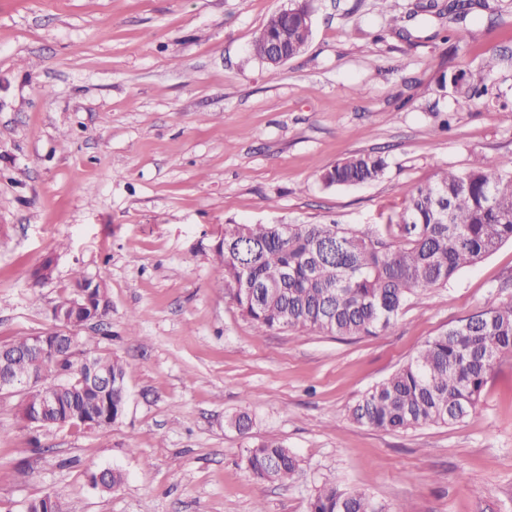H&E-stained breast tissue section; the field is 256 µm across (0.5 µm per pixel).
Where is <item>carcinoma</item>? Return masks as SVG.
<instances>
[{
    "label": "carcinoma",
    "instance_id": "1",
    "mask_svg": "<svg viewBox=\"0 0 512 512\" xmlns=\"http://www.w3.org/2000/svg\"><path fill=\"white\" fill-rule=\"evenodd\" d=\"M473 0H430L423 6L437 14L466 17ZM311 37L306 4L290 0L288 7L269 17L253 40L251 56L266 62L270 75L282 63L265 61L264 45L271 40L288 44V58L300 55ZM498 57L485 59L475 72L453 78L457 102L469 106L489 93ZM386 158L357 153L321 174L328 186H355L376 182L385 175ZM512 242V154L480 155L463 171L444 168L436 178L416 187L403 210L388 217L383 231L372 233L344 228L334 222L290 224H227L217 248L224 264V282L238 310L259 332L288 330L329 336H373L386 330L407 300L427 297L428 290L445 286L457 273L474 267L500 246ZM83 282L73 285L57 308L68 310V326L93 319L101 307H110L106 289L88 285L92 299L81 297ZM53 346V330L34 336L0 341L12 355L9 369L19 380L34 377L42 383L27 393L17 407L26 409L53 399L58 413L35 426H81L90 414L99 415L105 403L112 415L104 427L120 419L127 403L126 367L117 357L97 353L89 342L72 343L39 356L36 339ZM504 359H512V297L500 299L426 341L417 354L361 395L351 408L352 419L365 427L404 433L434 425H449L469 416L477 407L488 374ZM88 362L112 374V393L105 395L81 379ZM250 474L269 482L286 483L298 471L289 449L274 439L247 449ZM308 512H389L360 491L326 483L310 498Z\"/></svg>",
    "mask_w": 512,
    "mask_h": 512
}]
</instances>
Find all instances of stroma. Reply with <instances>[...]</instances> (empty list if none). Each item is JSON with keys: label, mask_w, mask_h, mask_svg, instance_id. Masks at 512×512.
I'll return each mask as SVG.
<instances>
[{"label": "stroma", "mask_w": 512, "mask_h": 512, "mask_svg": "<svg viewBox=\"0 0 512 512\" xmlns=\"http://www.w3.org/2000/svg\"><path fill=\"white\" fill-rule=\"evenodd\" d=\"M393 2L398 30L381 0H308L310 43L273 79L248 48L289 0H0V340L44 331L76 280L99 282L110 315L77 333L123 361L129 392L105 428H34L0 398V512L44 493L66 512H307L326 483L389 512H512V361L460 422L395 433L350 416L499 298L511 242L354 337L258 332L216 251L228 224L374 231L441 168L512 154V0L460 21ZM492 53L496 89L458 108L442 79ZM371 151L382 181L321 182ZM263 439L296 456L287 483L247 471ZM105 467L119 487L92 486Z\"/></svg>", "instance_id": "obj_1"}]
</instances>
